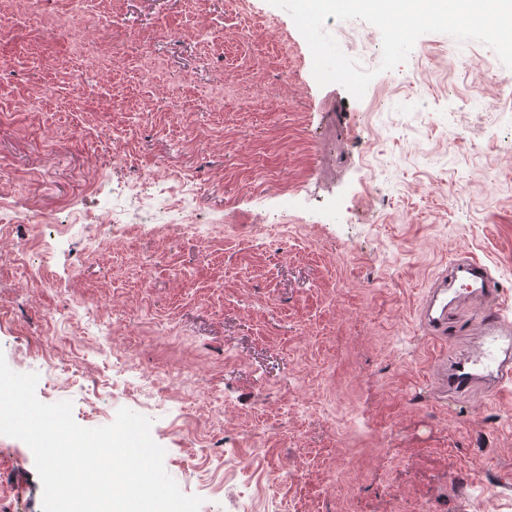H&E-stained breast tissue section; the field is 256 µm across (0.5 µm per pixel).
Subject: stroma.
Wrapping results in <instances>:
<instances>
[{
  "label": "stroma",
  "instance_id": "1",
  "mask_svg": "<svg viewBox=\"0 0 512 512\" xmlns=\"http://www.w3.org/2000/svg\"><path fill=\"white\" fill-rule=\"evenodd\" d=\"M0 15L18 18L0 194L49 218L0 228V354L41 402L89 428L149 418L200 512H512V385L437 400L419 322L461 254L512 299V69L493 49L427 33L383 72L375 26L327 17L375 73L357 100L317 84L268 0ZM147 170L143 207L127 187ZM182 197L205 235L170 212ZM102 209L118 224L84 221ZM42 497L32 451L0 435V512Z\"/></svg>",
  "mask_w": 512,
  "mask_h": 512
}]
</instances>
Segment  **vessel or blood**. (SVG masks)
<instances>
[{"instance_id":"1","label":"vessel or blood","mask_w":512,"mask_h":512,"mask_svg":"<svg viewBox=\"0 0 512 512\" xmlns=\"http://www.w3.org/2000/svg\"><path fill=\"white\" fill-rule=\"evenodd\" d=\"M479 343L463 358L439 366L441 393L470 389L495 395L512 382V317L488 269L468 256L451 261L433 284L421 312V323L434 339L448 335V323L462 307Z\"/></svg>"}]
</instances>
